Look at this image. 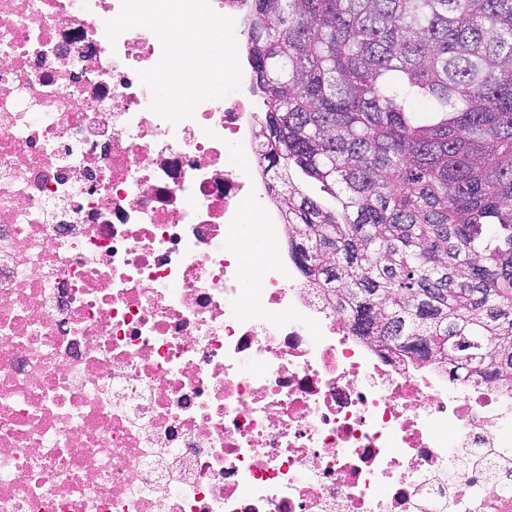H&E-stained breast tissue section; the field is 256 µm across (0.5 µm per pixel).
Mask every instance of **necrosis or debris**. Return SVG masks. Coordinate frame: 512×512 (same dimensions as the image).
Returning <instances> with one entry per match:
<instances>
[{
	"instance_id": "1",
	"label": "necrosis or debris",
	"mask_w": 512,
	"mask_h": 512,
	"mask_svg": "<svg viewBox=\"0 0 512 512\" xmlns=\"http://www.w3.org/2000/svg\"><path fill=\"white\" fill-rule=\"evenodd\" d=\"M120 9L0 0V512H512V389L354 336L280 244L250 66L170 123ZM258 224H261L259 216L249 214L243 228L249 230V233L242 234L243 251L242 255L245 261L246 276L248 285L255 290L252 293L253 305H258L261 299V288H264L262 280L266 265L272 255L271 245L265 241L258 233Z\"/></svg>"
}]
</instances>
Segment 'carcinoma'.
Returning a JSON list of instances; mask_svg holds the SVG:
<instances>
[{"mask_svg":"<svg viewBox=\"0 0 512 512\" xmlns=\"http://www.w3.org/2000/svg\"><path fill=\"white\" fill-rule=\"evenodd\" d=\"M250 12L292 260L363 341L512 388V0Z\"/></svg>","mask_w":512,"mask_h":512,"instance_id":"1","label":"carcinoma"}]
</instances>
